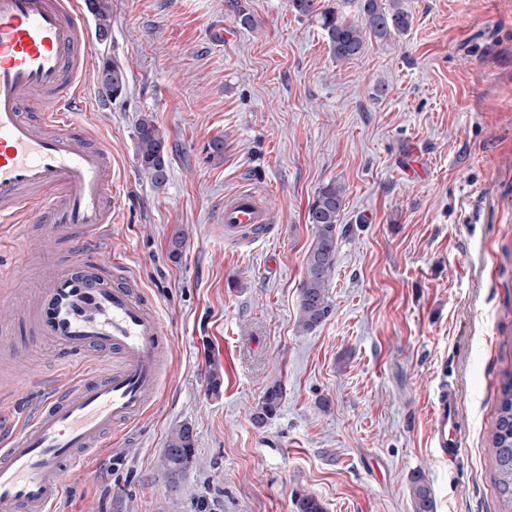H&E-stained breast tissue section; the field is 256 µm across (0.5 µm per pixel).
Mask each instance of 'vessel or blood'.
Masks as SVG:
<instances>
[{
  "mask_svg": "<svg viewBox=\"0 0 512 512\" xmlns=\"http://www.w3.org/2000/svg\"><path fill=\"white\" fill-rule=\"evenodd\" d=\"M90 35L79 0H0V227L40 225L68 260L25 266L39 274L14 298V317L50 344L67 376L21 378L40 405L0 429V512H55L80 454L105 446L113 428L154 402L168 369L160 316L134 277L116 281L112 239V151L72 121L83 108ZM39 118H30L29 106ZM225 238L238 241L270 222L257 197L241 191L222 212ZM119 355L106 367L102 358ZM434 446L455 457L459 410L441 388L433 405Z\"/></svg>",
  "mask_w": 512,
  "mask_h": 512,
  "instance_id": "b4317fda",
  "label": "vessel or blood"
}]
</instances>
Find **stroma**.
Masks as SVG:
<instances>
[{
    "instance_id": "35a3bbf8",
    "label": "stroma",
    "mask_w": 512,
    "mask_h": 512,
    "mask_svg": "<svg viewBox=\"0 0 512 512\" xmlns=\"http://www.w3.org/2000/svg\"><path fill=\"white\" fill-rule=\"evenodd\" d=\"M238 2L253 28L226 0H112V35L91 42L75 122L112 150V271L155 303L170 371L70 473L59 512H293L303 491L326 512H415L417 472L434 512H501L489 435L512 370V0H403L409 30L349 62L289 0ZM107 57L127 74L117 98L97 80ZM146 113L168 137L160 187L136 162ZM333 181L330 313L307 332L308 209ZM245 187L273 222L237 244L221 211ZM49 246L14 234L0 272L31 285L21 257ZM10 341L32 372L63 375L23 327ZM276 381L280 409L255 427ZM444 384L459 406L451 463L432 440ZM184 423L197 466L173 492L161 458Z\"/></svg>"
}]
</instances>
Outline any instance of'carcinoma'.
Listing matches in <instances>:
<instances>
[{"instance_id":"cac0c4a2","label":"carcinoma","mask_w":512,"mask_h":512,"mask_svg":"<svg viewBox=\"0 0 512 512\" xmlns=\"http://www.w3.org/2000/svg\"><path fill=\"white\" fill-rule=\"evenodd\" d=\"M292 9L301 17L314 16L328 39V50L338 61H350L360 57L368 41L388 40L410 27V15L401 0H390L389 8L382 7L381 0H363V20L359 25L348 23L335 8L319 10L317 0H290ZM99 38L111 34V0H89ZM103 68L112 69V85L102 88L112 97H119L126 88V72L123 66L111 58H105ZM166 135L150 114L143 115L135 130V153L139 172L153 183L162 184L167 176ZM344 188L329 182L319 188L309 210V222L315 225V239L311 245L303 280L299 288L298 323L312 330L328 316L330 305L326 299V286L336 264V225L343 205ZM507 381L501 387L498 415L490 434L495 467V484L503 503V512H512V372L506 373ZM283 388L273 382L265 390L261 402L252 414L258 427L273 418L280 408ZM195 464V439L190 427L183 425L168 434L162 456V468L172 489H178L181 481ZM411 490L416 512H434L433 498L422 475L411 478ZM296 512H325L320 500L311 493H299L295 497Z\"/></svg>"}]
</instances>
